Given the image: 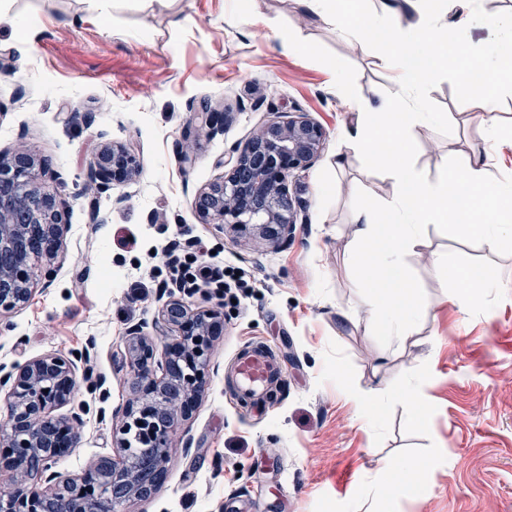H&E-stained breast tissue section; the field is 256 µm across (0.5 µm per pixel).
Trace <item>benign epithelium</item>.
<instances>
[{
    "label": "benign epithelium",
    "instance_id": "benign-epithelium-1",
    "mask_svg": "<svg viewBox=\"0 0 512 512\" xmlns=\"http://www.w3.org/2000/svg\"><path fill=\"white\" fill-rule=\"evenodd\" d=\"M194 120L213 134L224 129L222 115L207 104ZM325 140L324 128L304 113L265 124L236 150L229 174L196 193L195 215L248 241L283 245L297 224L288 179L309 169ZM45 167L24 146L0 151V321L30 300L37 277L49 282L55 273L51 263L66 223L57 190L41 179ZM141 173L132 147L112 142L101 145L89 177L108 188ZM192 294L179 284L169 289L163 316L177 335L163 347L142 326L130 328L126 359L136 397L113 430L121 460L103 456L81 477L63 476L53 465L77 447L86 409L66 417L52 411L73 400L78 365L86 363L88 350L0 365V391L8 395L7 414L0 419V469L31 476L29 483L0 492V512H118L124 502L158 491L171 433L194 413L208 385L214 342L224 332V312L190 309L185 297Z\"/></svg>",
    "mask_w": 512,
    "mask_h": 512
}]
</instances>
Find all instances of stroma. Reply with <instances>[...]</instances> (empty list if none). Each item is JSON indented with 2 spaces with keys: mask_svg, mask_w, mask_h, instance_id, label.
Masks as SVG:
<instances>
[{
  "mask_svg": "<svg viewBox=\"0 0 512 512\" xmlns=\"http://www.w3.org/2000/svg\"><path fill=\"white\" fill-rule=\"evenodd\" d=\"M298 49L283 50L282 36ZM383 47L336 33L299 0H0V150L25 145L47 162L45 181L68 230L52 282L0 328V363L90 348L103 395L89 404L76 448L54 471L81 475L117 455L112 426L134 396L126 366L130 326L157 344L173 333L159 318L174 272L171 250L203 242L212 261L248 288L202 287L191 307L224 312L210 381L192 417L175 429L167 479L121 512H512V246L490 252L456 224L428 225L406 272L421 302L400 345L357 306L366 275L351 259L356 204L385 202L392 181L337 167L355 133L350 91L372 104L397 91ZM434 120L413 127L405 150L429 180L481 148L489 170L512 182V145L487 147L488 130L454 73L423 90ZM228 119L208 135L201 104ZM91 124H71L69 112ZM306 114L327 132L321 157L289 182L300 207L278 248L234 240L199 223L196 192L225 175L231 157L266 123ZM132 145L137 182L101 190L89 179L100 144ZM189 145L191 166L179 160ZM125 195L116 204L117 195ZM103 223L93 227L91 210ZM484 266L497 288L470 313L447 302L453 271ZM271 347L285 370L266 409L241 403L234 363L241 349ZM373 390L375 418L357 417L349 395ZM424 411L427 431L411 417ZM191 449H184V442ZM422 464L416 489L394 494L381 462Z\"/></svg>",
  "mask_w": 512,
  "mask_h": 512,
  "instance_id": "1",
  "label": "stroma"
}]
</instances>
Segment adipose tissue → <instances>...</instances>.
<instances>
[{
    "label": "adipose tissue",
    "mask_w": 512,
    "mask_h": 512,
    "mask_svg": "<svg viewBox=\"0 0 512 512\" xmlns=\"http://www.w3.org/2000/svg\"><path fill=\"white\" fill-rule=\"evenodd\" d=\"M327 15L346 36L368 37L380 32L387 52L381 58L392 70L407 98L389 97L379 107L360 106L351 150L365 171L386 172L392 180L388 201L364 198L358 206L353 260L364 268L371 287L360 295L367 318L385 321L398 342L415 333L420 309L416 290L406 275L403 257L413 249L428 224H464L479 244L495 250L512 242V187L496 180L482 153L429 182L404 153L390 151L389 143H403L409 129L428 120L418 92L432 77L448 69V45L458 43L460 27L444 23L428 0H405L416 16L410 38L402 40L374 16L358 10V0H306Z\"/></svg>",
    "instance_id": "adipose-tissue-1"
}]
</instances>
